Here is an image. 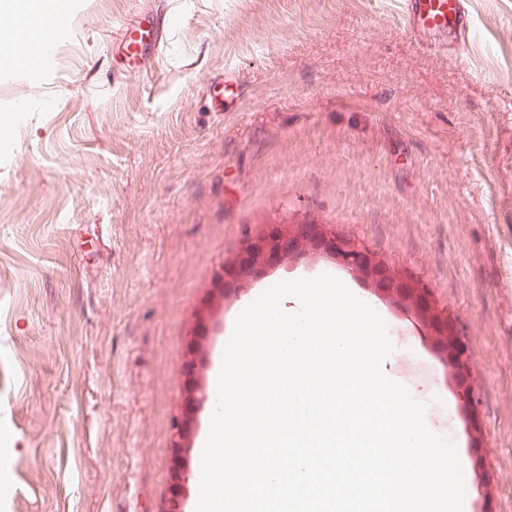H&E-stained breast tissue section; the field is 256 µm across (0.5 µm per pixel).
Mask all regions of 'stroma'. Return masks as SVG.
Returning <instances> with one entry per match:
<instances>
[{"label":"stroma","mask_w":512,"mask_h":512,"mask_svg":"<svg viewBox=\"0 0 512 512\" xmlns=\"http://www.w3.org/2000/svg\"><path fill=\"white\" fill-rule=\"evenodd\" d=\"M153 2L161 61L112 48L144 0H75L39 80L0 53V113H22L0 138V512H167L214 411L174 448L185 353L210 389L243 301L329 269L389 336L414 319L422 361L455 318L465 385L443 368L411 394L454 400L512 512V0H463L444 48L401 0ZM304 217L427 283V321L315 251L216 288Z\"/></svg>","instance_id":"35a3bbf8"}]
</instances>
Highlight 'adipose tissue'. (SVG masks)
<instances>
[{"label": "adipose tissue", "mask_w": 512, "mask_h": 512, "mask_svg": "<svg viewBox=\"0 0 512 512\" xmlns=\"http://www.w3.org/2000/svg\"><path fill=\"white\" fill-rule=\"evenodd\" d=\"M47 12L45 20H22L18 11L17 0H0V38L12 41L13 48L26 55L30 65L40 62V40L44 28H52L54 33H61L62 25L68 18L71 0H45Z\"/></svg>", "instance_id": "adipose-tissue-1"}]
</instances>
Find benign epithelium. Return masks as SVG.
Instances as JSON below:
<instances>
[{
    "mask_svg": "<svg viewBox=\"0 0 512 512\" xmlns=\"http://www.w3.org/2000/svg\"><path fill=\"white\" fill-rule=\"evenodd\" d=\"M312 249L332 255L350 270L364 273L378 284L395 288L401 292L412 294L419 292V303L426 304L428 290L426 286L406 280L392 278L389 269L373 258L371 251L364 245L331 232L325 225L309 219H302L292 224H268L257 238L247 240L241 247L233 264L226 265L217 276V288H229L236 284L245 274L258 275L265 269L274 267L286 259L298 257L303 250ZM451 359L458 369L461 379L469 373V348L458 340ZM186 378L184 400V419L176 424L174 447H184L183 440L187 435L197 405L200 403L201 387L197 377L195 359H189L183 366ZM176 484L170 499L169 512H184L185 491L188 487L189 474L183 470L181 461H176Z\"/></svg>",
    "mask_w": 512,
    "mask_h": 512,
    "instance_id": "7a95c632",
    "label": "benign epithelium"
}]
</instances>
